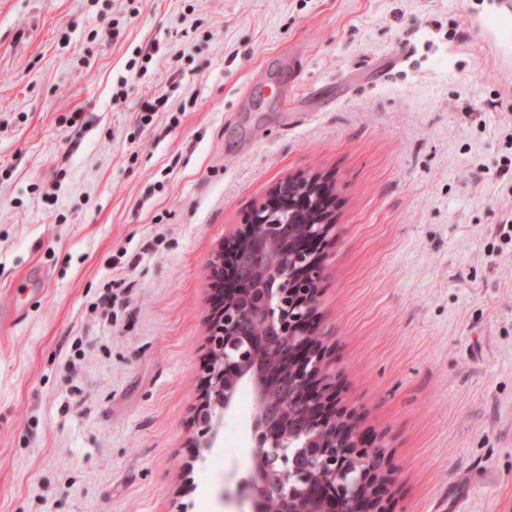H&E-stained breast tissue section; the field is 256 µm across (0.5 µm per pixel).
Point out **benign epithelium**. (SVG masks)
<instances>
[{
  "label": "benign epithelium",
  "mask_w": 512,
  "mask_h": 512,
  "mask_svg": "<svg viewBox=\"0 0 512 512\" xmlns=\"http://www.w3.org/2000/svg\"><path fill=\"white\" fill-rule=\"evenodd\" d=\"M279 182L243 228L209 262L214 306L202 365L196 445L213 439V414L252 388L254 440L246 486L253 512H391L388 466L357 419L340 406L316 304L323 277L319 247L335 213L316 233L288 223V205L326 199L325 179Z\"/></svg>",
  "instance_id": "7a95c632"
}]
</instances>
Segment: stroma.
Here are the masks:
<instances>
[{"mask_svg": "<svg viewBox=\"0 0 512 512\" xmlns=\"http://www.w3.org/2000/svg\"><path fill=\"white\" fill-rule=\"evenodd\" d=\"M506 160L512 15L488 0H0V512H250L252 407L188 445L208 264L314 173L317 312L397 512H512Z\"/></svg>", "mask_w": 512, "mask_h": 512, "instance_id": "1", "label": "stroma"}]
</instances>
